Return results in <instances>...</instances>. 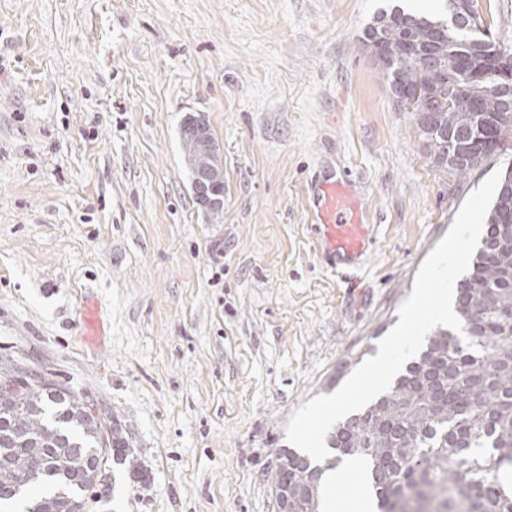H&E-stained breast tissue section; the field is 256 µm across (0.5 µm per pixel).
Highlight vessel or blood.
<instances>
[{
	"label": "vessel or blood",
	"instance_id": "1",
	"mask_svg": "<svg viewBox=\"0 0 512 512\" xmlns=\"http://www.w3.org/2000/svg\"><path fill=\"white\" fill-rule=\"evenodd\" d=\"M316 208L317 230L327 254L352 256L365 249L369 241L367 227L358 218L345 182L323 184Z\"/></svg>",
	"mask_w": 512,
	"mask_h": 512
}]
</instances>
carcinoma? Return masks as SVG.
Masks as SVG:
<instances>
[{"mask_svg":"<svg viewBox=\"0 0 512 512\" xmlns=\"http://www.w3.org/2000/svg\"><path fill=\"white\" fill-rule=\"evenodd\" d=\"M439 0L419 13L398 4L379 9L363 30L364 50L381 67L393 98L418 94L415 125L433 163L458 177L512 140V88L491 94L483 84L461 92L448 68V47L483 59L498 50L489 42L490 20L459 25ZM483 99L495 109L493 148L474 145L450 162L455 141L466 140ZM184 160L195 174V143L182 139ZM454 308L463 333L434 330L420 355L390 389L337 423L327 443L339 456L324 466L293 450L282 453L273 485L300 492L294 512H320L324 471L341 456L365 467L380 512H512V194L497 191L485 232L455 288ZM0 358V509L18 500L23 512H83L86 494L104 482L97 460L112 454L136 483L148 481L144 461L117 427L76 389Z\"/></svg>","mask_w":512,"mask_h":512,"instance_id":"cac0c4a2","label":"carcinoma"}]
</instances>
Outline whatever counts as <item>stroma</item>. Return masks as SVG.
<instances>
[{
    "label": "stroma",
    "instance_id": "obj_1",
    "mask_svg": "<svg viewBox=\"0 0 512 512\" xmlns=\"http://www.w3.org/2000/svg\"><path fill=\"white\" fill-rule=\"evenodd\" d=\"M390 0H0V356L92 398L147 465L85 512H275L294 410L399 321L466 198L360 38ZM224 157L206 223L180 126ZM370 241L335 266L321 183ZM183 135L196 140L202 148V164L194 178V194L196 202L204 215L214 217L221 215L224 209V192L211 185L206 180L205 170L209 161L220 155L221 150L216 143L210 124L204 114L191 115L186 119Z\"/></svg>",
    "mask_w": 512,
    "mask_h": 512
}]
</instances>
